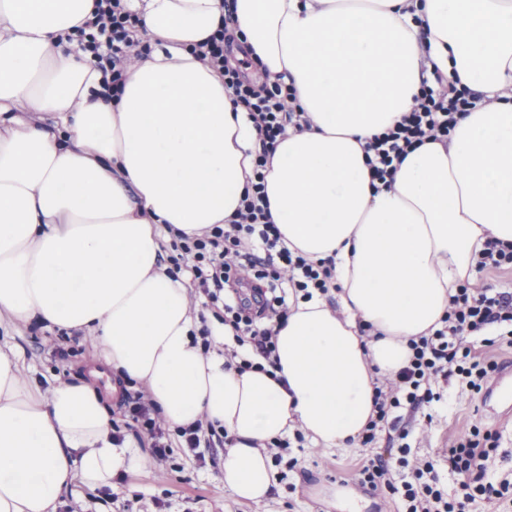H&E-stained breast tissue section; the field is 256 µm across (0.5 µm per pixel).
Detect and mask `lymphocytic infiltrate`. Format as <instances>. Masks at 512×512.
<instances>
[{"label": "lymphocytic infiltrate", "instance_id": "lymphocytic-infiltrate-1", "mask_svg": "<svg viewBox=\"0 0 512 512\" xmlns=\"http://www.w3.org/2000/svg\"><path fill=\"white\" fill-rule=\"evenodd\" d=\"M138 15L122 0H98L93 17L78 30V41L92 53L102 72L105 89L120 92L125 64L132 50H146L139 36ZM239 37L232 19H225L194 53L224 78V88L234 106L245 109L254 120L259 140L251 189L242 199L237 219L227 225H213L199 237L179 235L181 258L194 283L211 304L224 307V322L234 331V341L244 351L236 362L239 370L253 368L256 359L276 366L273 332L261 324L263 318L287 314L288 293L312 298L327 293L333 286V271L326 262H315L291 252L281 242V233L271 221L269 200L265 192L264 170L275 151L277 141L288 129H301L302 115L293 103L292 86L276 83L258 87L247 79L240 64L230 62L227 47ZM476 94L461 81L434 88L422 82L411 112L401 121L368 141L364 150L370 176L380 183L391 179L408 151L427 141L449 138L458 119L475 108ZM264 280L268 292L255 304L225 296L224 286L241 281L245 275ZM479 336L487 347H512V300L491 294L489 288L466 283L451 296L440 329L410 341L412 355L397 375L395 387L380 386L374 396L375 419L369 421L364 443H372L380 428L396 429L400 444L399 459L390 462L382 455L366 458L357 472L360 484L374 490L397 494L400 512H471L477 497L505 500L512 498V481L492 482L489 472L499 447V435L486 427L473 426L461 432L449 446L443 459L410 460V429L399 428V412L419 410L440 400L432 382L436 378L454 377L474 394L481 393L493 373L502 367L494 357L477 354L468 345L470 337ZM124 424L113 425L115 439L125 435L150 438L156 456L171 451V436H178L182 447L196 451L213 439H227L226 431L202 425L170 429L153 403L142 396L128 397ZM447 466L455 476L457 488L445 490L440 466Z\"/></svg>", "mask_w": 512, "mask_h": 512}]
</instances>
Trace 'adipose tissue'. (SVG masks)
<instances>
[{
  "label": "adipose tissue",
  "mask_w": 512,
  "mask_h": 512,
  "mask_svg": "<svg viewBox=\"0 0 512 512\" xmlns=\"http://www.w3.org/2000/svg\"><path fill=\"white\" fill-rule=\"evenodd\" d=\"M148 54L119 101L67 33L96 0H0V316L83 331L87 380L41 389L0 346V512H53L75 484L111 487L146 454L112 438L104 395L143 384L170 426L227 431L224 490L260 503L268 447L301 431L357 446L375 388L409 361L475 276L486 240L512 243V0H127ZM232 12L260 72L296 90L310 126L265 170L290 251L334 264L320 296L274 320L279 377L226 368L214 332L195 343L186 284L162 233L227 223L253 173L257 131L222 77L192 53ZM481 100L448 142H427L375 189L363 146L411 109L422 69ZM108 370L107 393L94 379Z\"/></svg>",
  "instance_id": "adipose-tissue-1"
}]
</instances>
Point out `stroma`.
Here are the masks:
<instances>
[{
	"mask_svg": "<svg viewBox=\"0 0 512 512\" xmlns=\"http://www.w3.org/2000/svg\"><path fill=\"white\" fill-rule=\"evenodd\" d=\"M0 339L18 347L20 372L44 387L60 377L85 376L95 357L93 337L37 323L2 330ZM65 341L73 351L62 357L56 349ZM443 393L434 420L419 412L404 418L414 430L415 456L441 455L455 435L491 421L502 433L494 473L512 479V417L491 418L488 403L463 394L456 379H449ZM365 453L361 446L322 449L307 441L293 442L284 451L273 449L276 483L256 505L236 502L225 493L223 447L205 449L201 461L178 448L165 459L150 455L141 474L113 479L111 487L77 488L64 496L57 512H396L388 493H372L356 484L354 473Z\"/></svg>",
	"mask_w": 512,
	"mask_h": 512,
	"instance_id": "1",
	"label": "stroma"
}]
</instances>
